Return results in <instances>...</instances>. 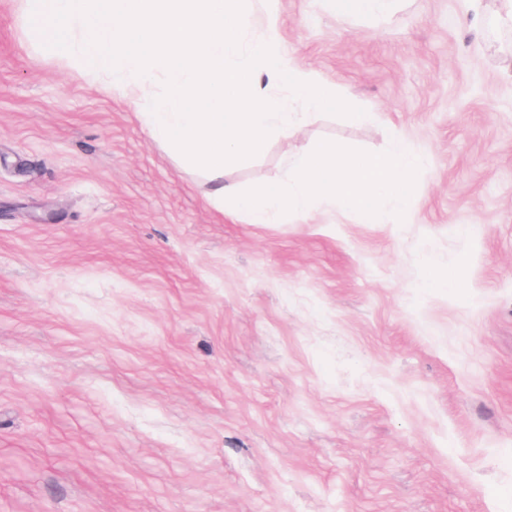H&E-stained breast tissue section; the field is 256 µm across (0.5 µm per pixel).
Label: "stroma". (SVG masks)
I'll return each mask as SVG.
<instances>
[{
	"label": "stroma",
	"instance_id": "stroma-1",
	"mask_svg": "<svg viewBox=\"0 0 512 512\" xmlns=\"http://www.w3.org/2000/svg\"><path fill=\"white\" fill-rule=\"evenodd\" d=\"M279 7L381 118L316 114L225 183L399 134L431 161L402 223L226 216L0 0V512H512V28L498 0ZM328 9L348 18L385 19L393 12L397 0H323Z\"/></svg>",
	"mask_w": 512,
	"mask_h": 512
}]
</instances>
